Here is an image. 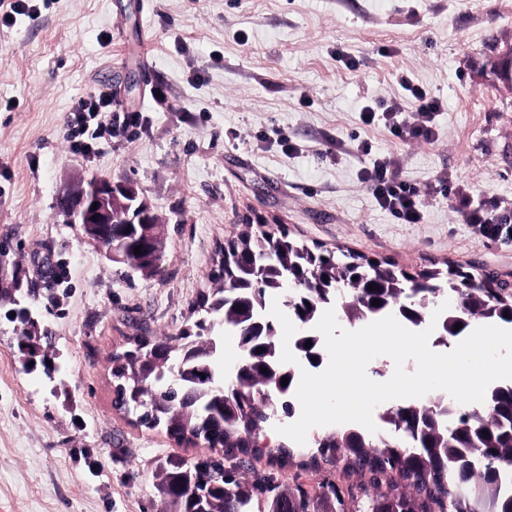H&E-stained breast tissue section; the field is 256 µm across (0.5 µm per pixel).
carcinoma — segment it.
I'll list each match as a JSON object with an SVG mask.
<instances>
[{
	"instance_id": "cac0c4a2",
	"label": "carcinoma",
	"mask_w": 512,
	"mask_h": 512,
	"mask_svg": "<svg viewBox=\"0 0 512 512\" xmlns=\"http://www.w3.org/2000/svg\"><path fill=\"white\" fill-rule=\"evenodd\" d=\"M116 236L125 256L121 265L138 261L151 267L147 276H153L160 264L141 227ZM234 245L236 260L221 262L220 287L201 296L196 311L206 316L194 324L199 331L212 324L241 342L242 363L223 387L212 380L209 362L191 353L195 335L189 330L168 341L141 336L134 349L112 356L116 409L135 414L137 424L147 429H164L177 442L188 431L195 442L220 449L201 467L191 468L177 456L158 463L157 490L174 512H346L345 497L356 500L354 485L343 489L330 480L314 492L297 481L288 492H278L294 465V451L287 439L272 446L259 440L272 418L293 413L288 390L294 376L284 386V374L261 372L277 351L276 339L253 331L258 318L268 314L267 302L286 298L285 271L298 282L288 316L303 329L300 348L306 357L322 351L314 327L325 309L344 312L350 326L393 313L418 327L432 316L438 287L451 282L458 288L448 292L456 300L455 314L442 323L448 338L488 318L512 326V283L483 268L447 264L411 279L389 263L313 251L283 231L244 230ZM371 284L376 289H368ZM376 299L380 305H371ZM458 323L462 329L457 331ZM21 336L26 362L36 360L39 345L28 331ZM308 341L312 346L307 348ZM168 351L172 360L183 361L174 389L157 381V362ZM260 390L273 397L260 399ZM382 419L388 428L379 435L340 425L312 436L305 465H334L347 478L370 474L373 491L357 500L355 512H512V381L488 387L485 406L478 410L455 400L445 412L427 401L401 399L384 410ZM265 456L279 471L241 480V469Z\"/></svg>"
}]
</instances>
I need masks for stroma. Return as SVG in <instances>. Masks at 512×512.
Wrapping results in <instances>:
<instances>
[{"label":"stroma","instance_id":"1","mask_svg":"<svg viewBox=\"0 0 512 512\" xmlns=\"http://www.w3.org/2000/svg\"><path fill=\"white\" fill-rule=\"evenodd\" d=\"M0 26V512H169L152 472L207 455L113 405V353L141 325L174 336L196 320L227 241L286 229L415 274L479 266L512 281V238H484L454 193L512 201V89L495 61L512 48V0H38ZM411 78L443 103L437 138L404 141L360 120ZM137 115L90 161L66 142L90 90ZM371 147L358 152V143ZM392 155L425 201L401 224L361 171ZM133 183L165 225L145 278L69 223L62 191L91 175ZM448 178L450 195L435 189ZM65 282L44 287L48 269ZM30 309L54 378L23 367Z\"/></svg>","mask_w":512,"mask_h":512}]
</instances>
